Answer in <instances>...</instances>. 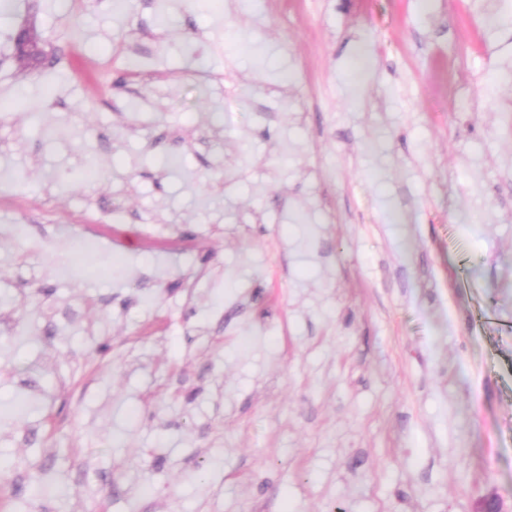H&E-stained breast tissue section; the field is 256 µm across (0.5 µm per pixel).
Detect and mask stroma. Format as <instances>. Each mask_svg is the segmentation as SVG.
I'll list each match as a JSON object with an SVG mask.
<instances>
[{
	"mask_svg": "<svg viewBox=\"0 0 512 512\" xmlns=\"http://www.w3.org/2000/svg\"><path fill=\"white\" fill-rule=\"evenodd\" d=\"M491 496L512 0H0V512Z\"/></svg>",
	"mask_w": 512,
	"mask_h": 512,
	"instance_id": "obj_1",
	"label": "stroma"
}]
</instances>
